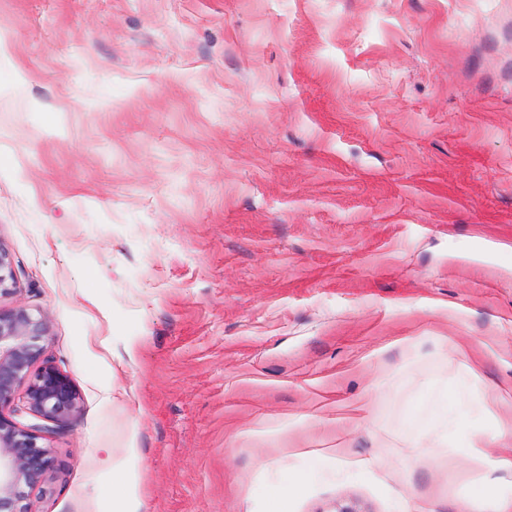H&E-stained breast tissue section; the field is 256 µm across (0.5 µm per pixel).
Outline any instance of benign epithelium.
<instances>
[{
	"mask_svg": "<svg viewBox=\"0 0 512 512\" xmlns=\"http://www.w3.org/2000/svg\"><path fill=\"white\" fill-rule=\"evenodd\" d=\"M15 284L10 254L0 246V295ZM48 336L45 314L0 308V512H32L31 493L56 469L44 430L19 423L16 415L60 422L78 408L74 384L46 354Z\"/></svg>",
	"mask_w": 512,
	"mask_h": 512,
	"instance_id": "benign-epithelium-1",
	"label": "benign epithelium"
}]
</instances>
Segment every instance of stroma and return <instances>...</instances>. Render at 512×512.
Listing matches in <instances>:
<instances>
[{
	"mask_svg": "<svg viewBox=\"0 0 512 512\" xmlns=\"http://www.w3.org/2000/svg\"><path fill=\"white\" fill-rule=\"evenodd\" d=\"M0 246L33 512L512 502V0H0ZM48 336L44 313L0 307V512H33L31 493L57 465L43 443L47 429L22 425L16 415L60 422L78 408L74 384L46 354Z\"/></svg>",
	"mask_w": 512,
	"mask_h": 512,
	"instance_id": "1",
	"label": "stroma"
}]
</instances>
